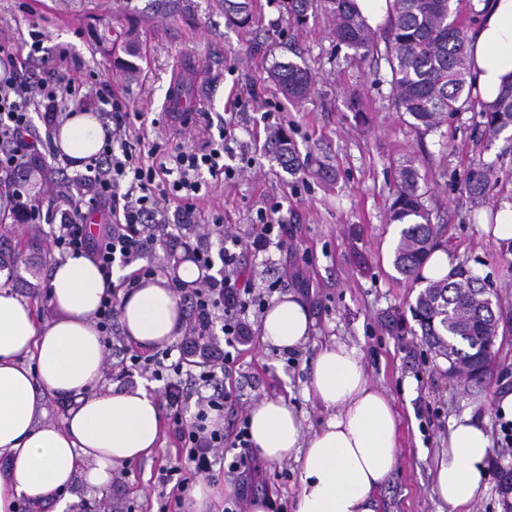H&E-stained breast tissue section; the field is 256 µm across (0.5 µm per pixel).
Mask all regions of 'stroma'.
I'll use <instances>...</instances> for the list:
<instances>
[{"mask_svg": "<svg viewBox=\"0 0 512 512\" xmlns=\"http://www.w3.org/2000/svg\"><path fill=\"white\" fill-rule=\"evenodd\" d=\"M21 2L0 0V40L22 45L31 27H38L47 47L66 50L75 77L98 74L130 111L143 114L138 134L146 141L199 148L218 140L225 122L235 126L232 164L240 172L229 182L207 178L204 215L222 217L241 238L238 272L259 287L281 280V294L308 305L312 327L308 341L290 354L261 346V317L247 315L251 334L224 375V387L236 399L224 408L225 437H233L255 402L278 396L288 399L305 425L319 426L327 413L305 387L319 347L335 339L361 351L370 380L390 398L398 419V462L381 491L380 512H442L433 471L448 446L450 426L468 411L486 422L492 441L490 478L471 512H505L499 476L512 468V441L494 405L500 394L512 392V258L476 219L465 177L473 163L499 160L504 178L490 204H512V143H487L481 115L469 106L436 131L415 129L392 104L384 59L336 45L321 16L295 30L280 0H254L256 20L247 27L225 18L221 0H180L170 14L149 10L148 0H43L30 14ZM131 46L139 52L132 73L123 67ZM295 55L315 79L310 97L299 105L272 79L276 63ZM180 65L193 102L186 127L164 119ZM269 112L280 117L296 170L281 166L271 148ZM32 121L41 165L24 175L30 194L48 206L45 171L57 181L76 180L81 171L50 153L40 115ZM409 163L453 262L496 288L501 300L493 373L479 386L449 377L447 361L429 349L412 317L417 289L393 266L399 227L388 223L387 211L399 171ZM275 203L296 249L254 255L246 243L256 213ZM51 235L48 224L13 218L0 223V254L17 260L11 286L45 321L56 315L48 276L60 260ZM178 456L172 422L164 420L157 454L114 470L108 489L76 484L73 512L88 505L96 512H155L157 472ZM248 465L256 470L252 498L268 500L270 512H294L300 490L294 463H267L252 453Z\"/></svg>", "mask_w": 512, "mask_h": 512, "instance_id": "35a3bbf8", "label": "stroma"}]
</instances>
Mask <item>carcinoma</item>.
I'll use <instances>...</instances> for the list:
<instances>
[{
	"mask_svg": "<svg viewBox=\"0 0 512 512\" xmlns=\"http://www.w3.org/2000/svg\"><path fill=\"white\" fill-rule=\"evenodd\" d=\"M253 0H224V15L248 25L254 15ZM293 26L302 29L309 18L324 16L337 44L363 54L384 53L390 70L389 84L396 111L414 120L424 131L435 130L454 119L465 105L478 107L488 144L512 127V83L492 102L482 100L469 80L471 52L467 32L458 23L461 0H389L390 22L379 49L376 31L357 11L354 0H280ZM273 80L289 100L301 103L314 88L311 69L288 61L273 71ZM499 175L493 162H479L467 172L465 185L476 204L483 203L497 187ZM388 220L400 225L393 265L414 284L423 285L411 306L421 336L430 349L448 360V373L482 384L492 361L483 363L473 376L472 359L485 337L499 328L501 309L493 296V309L481 302L484 282L457 267L441 280H429L422 270L440 247L439 230L419 193L416 170H400L399 184L389 206Z\"/></svg>",
	"mask_w": 512,
	"mask_h": 512,
	"instance_id": "obj_1",
	"label": "carcinoma"
}]
</instances>
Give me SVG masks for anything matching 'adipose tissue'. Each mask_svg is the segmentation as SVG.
<instances>
[{
  "instance_id": "1",
  "label": "adipose tissue",
  "mask_w": 512,
  "mask_h": 512,
  "mask_svg": "<svg viewBox=\"0 0 512 512\" xmlns=\"http://www.w3.org/2000/svg\"><path fill=\"white\" fill-rule=\"evenodd\" d=\"M481 14L470 37L471 75L484 101L512 81V0H473ZM72 163L103 142L96 114L79 112L52 137ZM0 272V512L25 500L31 512L54 502L69 512L68 486L104 489L118 467L150 458L160 445L161 400L144 381L125 388L103 384L106 348L95 313L109 289L98 265L70 257L50 272L48 297L57 315L39 320L30 302ZM126 340L150 350L172 342L185 327L168 279L140 280L120 296ZM312 320L295 295L277 298L261 321L262 343L292 351L308 339ZM307 394L328 416L314 430L285 398H264L249 410V431L268 462H294L301 487L294 512H378L379 494L397 464V419L389 398L369 380L356 348L332 341L318 351ZM72 400L63 424L46 423L51 398ZM492 451L483 422L455 419L434 475V492L448 512H468L486 487Z\"/></svg>"
}]
</instances>
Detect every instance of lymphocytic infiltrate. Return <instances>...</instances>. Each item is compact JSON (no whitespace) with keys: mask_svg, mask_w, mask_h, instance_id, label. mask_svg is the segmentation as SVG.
I'll list each match as a JSON object with an SVG mask.
<instances>
[{"mask_svg":"<svg viewBox=\"0 0 512 512\" xmlns=\"http://www.w3.org/2000/svg\"><path fill=\"white\" fill-rule=\"evenodd\" d=\"M16 56L14 44L0 42V197L27 223L52 225V248L59 255L92 257L104 277H111L114 268L141 259L159 237L179 241L188 225L201 223L205 175L228 180L237 175V167L224 162L233 152V124L225 125L219 141L200 149L148 146L132 135L135 120L125 99L113 95L111 86L101 83L97 74L77 79L59 68L52 79L36 80L22 74ZM88 104L101 112L104 141L98 153L85 161L80 182L87 192L67 208L43 207L28 194L22 178L36 145L31 115L40 113L45 126L52 128L63 115ZM279 210L275 204L259 211L257 232L250 243L254 253L272 246L287 250L288 232L278 218ZM91 213L105 219L95 233L89 232L86 224ZM191 251L197 266L209 272L192 291L189 323L193 345L198 349L207 346L218 328L228 347L221 360L206 358L200 363L197 381L211 393L193 421H184L180 411L186 395L181 380L183 360L173 359L167 349L158 355L129 358L132 368L151 373L163 383L161 403L170 413L180 450L178 464L161 468L158 482L177 491L187 490L189 476H210L225 447L246 450L252 446L248 423H241L228 441L223 433L208 430L206 420L209 412L223 411L234 402L217 380L219 372L234 363L231 349L247 332L243 314L251 309L264 312L267 297L277 289L276 283L259 288L235 275L236 253L229 247L213 250L208 235H201ZM218 261L225 269L215 277L211 270Z\"/></svg>","mask_w":512,"mask_h":512,"instance_id":"1","label":"lymphocytic infiltrate"}]
</instances>
